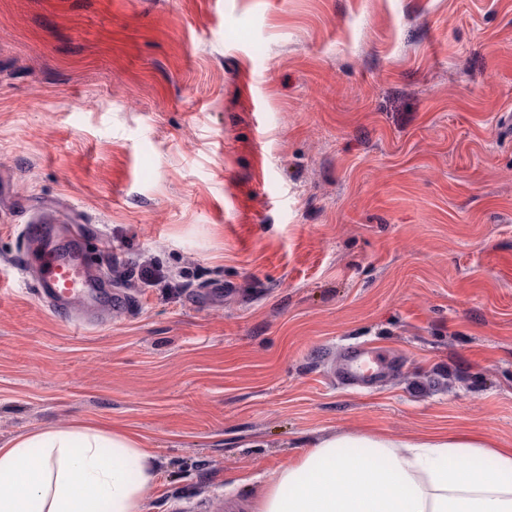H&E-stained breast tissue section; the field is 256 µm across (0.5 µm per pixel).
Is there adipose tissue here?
I'll return each mask as SVG.
<instances>
[{
	"label": "adipose tissue",
	"mask_w": 512,
	"mask_h": 512,
	"mask_svg": "<svg viewBox=\"0 0 512 512\" xmlns=\"http://www.w3.org/2000/svg\"><path fill=\"white\" fill-rule=\"evenodd\" d=\"M155 454L84 424L0 447V512H144ZM254 512H512V450L448 434L331 433L273 472Z\"/></svg>",
	"instance_id": "1"
}]
</instances>
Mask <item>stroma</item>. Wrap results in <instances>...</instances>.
I'll return each mask as SVG.
<instances>
[{
	"label": "stroma",
	"instance_id": "35a3bbf8",
	"mask_svg": "<svg viewBox=\"0 0 512 512\" xmlns=\"http://www.w3.org/2000/svg\"><path fill=\"white\" fill-rule=\"evenodd\" d=\"M38 223L132 309L39 302ZM367 342L403 373L337 385ZM76 421L156 454L147 512L335 432L512 448V0H0V446Z\"/></svg>",
	"mask_w": 512,
	"mask_h": 512
}]
</instances>
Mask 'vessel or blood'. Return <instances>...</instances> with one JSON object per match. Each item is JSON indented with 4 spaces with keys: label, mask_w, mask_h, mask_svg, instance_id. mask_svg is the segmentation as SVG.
Returning <instances> with one entry per match:
<instances>
[{
    "label": "vessel or blood",
    "mask_w": 512,
    "mask_h": 512,
    "mask_svg": "<svg viewBox=\"0 0 512 512\" xmlns=\"http://www.w3.org/2000/svg\"><path fill=\"white\" fill-rule=\"evenodd\" d=\"M84 243L82 227L58 235L48 225L28 224L16 259L19 270L36 271L38 300L81 326L121 315L130 306L129 296L87 260ZM402 369L399 359L379 347L353 344L339 352L333 374L340 384L372 389Z\"/></svg>",
    "instance_id": "1"
}]
</instances>
